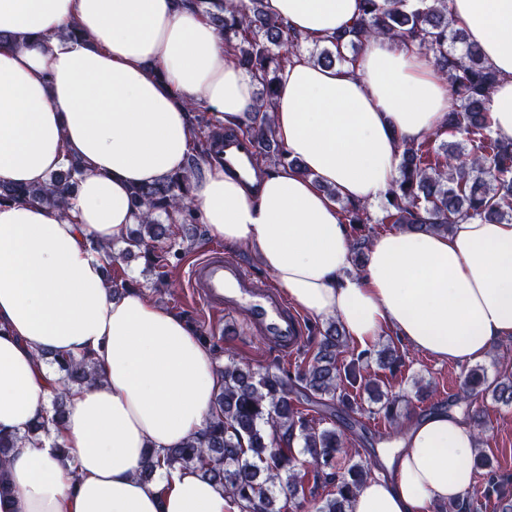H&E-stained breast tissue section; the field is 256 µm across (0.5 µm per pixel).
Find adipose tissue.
Here are the masks:
<instances>
[{
	"label": "adipose tissue",
	"instance_id": "1",
	"mask_svg": "<svg viewBox=\"0 0 512 512\" xmlns=\"http://www.w3.org/2000/svg\"><path fill=\"white\" fill-rule=\"evenodd\" d=\"M451 6L499 74L492 129L512 139V0ZM361 7L264 0L308 44L350 27ZM0 31V182L43 183L71 157L85 165L67 211L0 204V432L23 438L0 512H240L196 471L138 478L147 451L204 431L222 379L182 317L134 291L113 296L92 245L135 223L134 187L184 169L189 103L235 124L253 111L257 82L201 11L174 0H0ZM451 103L415 47L374 39L343 67L292 57L278 73L273 129L304 173L264 169L249 190L212 165L192 182L194 207L211 236L251 253L303 312L338 319L355 346L391 332L441 361L482 360L512 337V223L384 233L353 277L347 227L324 191L360 204L383 199L402 142L434 132ZM46 351L91 355L101 380L72 390L59 428L28 440L58 385ZM475 448L459 410L406 422L391 477L362 485L348 512L461 501Z\"/></svg>",
	"mask_w": 512,
	"mask_h": 512
}]
</instances>
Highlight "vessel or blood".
<instances>
[{
  "instance_id": "b4317fda",
  "label": "vessel or blood",
  "mask_w": 512,
  "mask_h": 512,
  "mask_svg": "<svg viewBox=\"0 0 512 512\" xmlns=\"http://www.w3.org/2000/svg\"><path fill=\"white\" fill-rule=\"evenodd\" d=\"M224 162L244 171L245 160L255 152L249 139L235 136L219 145ZM188 277L193 298L210 312L243 316L251 332L264 337L279 355L295 351L305 341L300 316L275 291L262 288L253 275L226 256H208L191 265Z\"/></svg>"
}]
</instances>
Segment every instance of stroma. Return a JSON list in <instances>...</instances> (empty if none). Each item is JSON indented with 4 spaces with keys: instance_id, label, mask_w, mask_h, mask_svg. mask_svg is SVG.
<instances>
[{
    "instance_id": "1",
    "label": "stroma",
    "mask_w": 512,
    "mask_h": 512,
    "mask_svg": "<svg viewBox=\"0 0 512 512\" xmlns=\"http://www.w3.org/2000/svg\"><path fill=\"white\" fill-rule=\"evenodd\" d=\"M216 250L242 261L250 271L256 273L262 287H272V275L260 268L246 251L225 247L222 240L210 236L204 224L199 225L191 248L180 258L171 259L164 272L147 268L141 258L119 261L113 271L134 280L137 291L149 301L175 311L190 323L220 363H227L234 357L256 369L290 372L304 366L316 350L311 338L327 328V320L306 317L308 340L291 360L285 361L267 348L262 337L247 332L241 315L226 314L214 319L192 299L187 285V270L195 260ZM398 346L405 354L406 365L400 372L389 376L388 381L392 391L402 398L405 418L420 416L433 407L448 406L449 395L458 392L472 366L435 360L417 352L403 340L399 341ZM416 377L430 380L436 388L435 393L427 396L417 394L412 385ZM477 405L482 416L480 428L483 440L472 463L475 481L469 494L481 499L479 512H495L497 502L485 498L484 489L489 473L493 472L505 479L502 493L512 496V406L496 403L488 397L478 399Z\"/></svg>"
}]
</instances>
